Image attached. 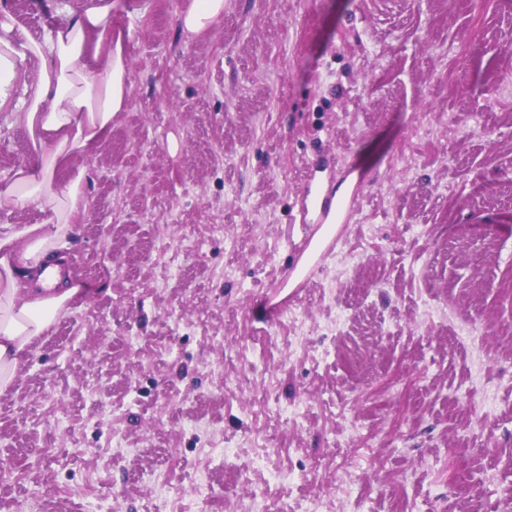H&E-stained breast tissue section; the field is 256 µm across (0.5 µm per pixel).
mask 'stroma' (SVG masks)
Listing matches in <instances>:
<instances>
[{
    "label": "stroma",
    "mask_w": 512,
    "mask_h": 512,
    "mask_svg": "<svg viewBox=\"0 0 512 512\" xmlns=\"http://www.w3.org/2000/svg\"><path fill=\"white\" fill-rule=\"evenodd\" d=\"M190 2L115 0L129 106L56 172L78 294L0 394V512H512V0ZM32 154L0 112V181ZM311 184L358 204L273 315ZM224 14V0H192L179 15L183 32L197 35L209 29Z\"/></svg>",
    "instance_id": "35a3bbf8"
}]
</instances>
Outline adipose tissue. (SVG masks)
Returning a JSON list of instances; mask_svg holds the SVG:
<instances>
[{"label": "adipose tissue", "instance_id": "ef3b65f1", "mask_svg": "<svg viewBox=\"0 0 512 512\" xmlns=\"http://www.w3.org/2000/svg\"><path fill=\"white\" fill-rule=\"evenodd\" d=\"M128 32L112 22V0H67L38 38L0 18V111L27 129L34 158L0 184V210L36 205L42 224L0 230V393L19 361L77 294L59 253L85 215V170L56 180L73 153H92L129 105Z\"/></svg>", "mask_w": 512, "mask_h": 512}]
</instances>
